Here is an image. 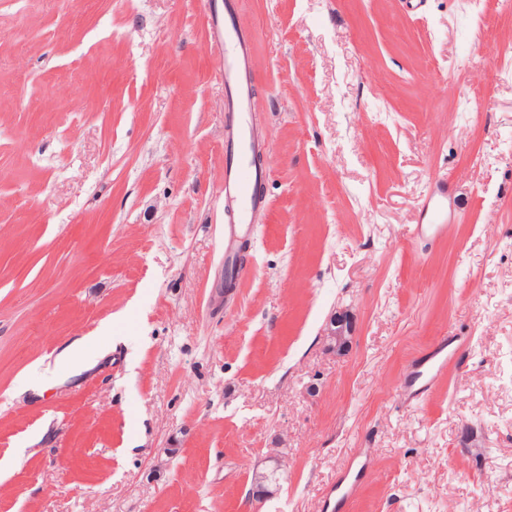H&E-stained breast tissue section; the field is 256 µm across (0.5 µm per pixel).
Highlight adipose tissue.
<instances>
[{"label":"adipose tissue","instance_id":"obj_1","mask_svg":"<svg viewBox=\"0 0 512 512\" xmlns=\"http://www.w3.org/2000/svg\"><path fill=\"white\" fill-rule=\"evenodd\" d=\"M112 348V324L103 322L89 336L75 339L58 355L54 364L34 365L27 373L16 380L17 394L37 392L65 369H87L92 367L106 352Z\"/></svg>","mask_w":512,"mask_h":512}]
</instances>
